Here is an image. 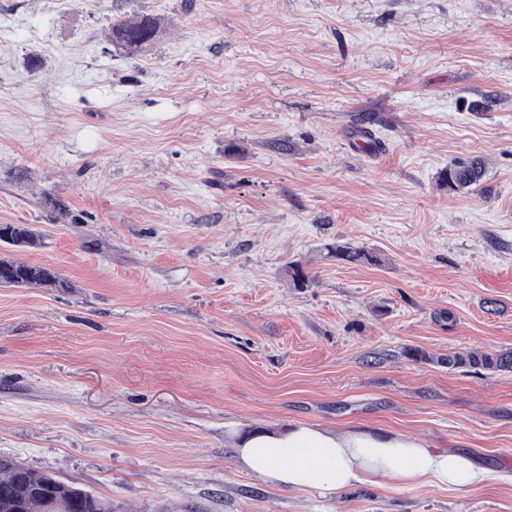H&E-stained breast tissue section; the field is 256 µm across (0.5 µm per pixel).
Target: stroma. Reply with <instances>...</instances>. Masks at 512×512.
Segmentation results:
<instances>
[{
  "label": "stroma",
  "instance_id": "obj_1",
  "mask_svg": "<svg viewBox=\"0 0 512 512\" xmlns=\"http://www.w3.org/2000/svg\"><path fill=\"white\" fill-rule=\"evenodd\" d=\"M140 13L129 56L108 24ZM0 224L67 282L0 286V456L114 512H512V372L435 361L512 351V0H0ZM293 423L493 477L324 495L238 464L234 432ZM158 28V19L152 14L141 13L128 19L119 16L112 19L107 39L131 55L149 44L155 38ZM483 171V163L479 159H473L468 162H458L448 168L443 180L448 188L452 190H464L478 185ZM6 235V237H3ZM0 241L10 242L14 245L34 247L40 243L39 235L23 224H1Z\"/></svg>",
  "mask_w": 512,
  "mask_h": 512
}]
</instances>
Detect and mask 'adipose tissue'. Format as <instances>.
<instances>
[{"instance_id":"ef3b65f1","label":"adipose tissue","mask_w":512,"mask_h":512,"mask_svg":"<svg viewBox=\"0 0 512 512\" xmlns=\"http://www.w3.org/2000/svg\"><path fill=\"white\" fill-rule=\"evenodd\" d=\"M235 452L247 470L272 484L330 494L379 479L401 488L429 483L468 491L491 477L467 455L436 450L420 439L382 430L335 434L298 423L279 434L242 438Z\"/></svg>"}]
</instances>
